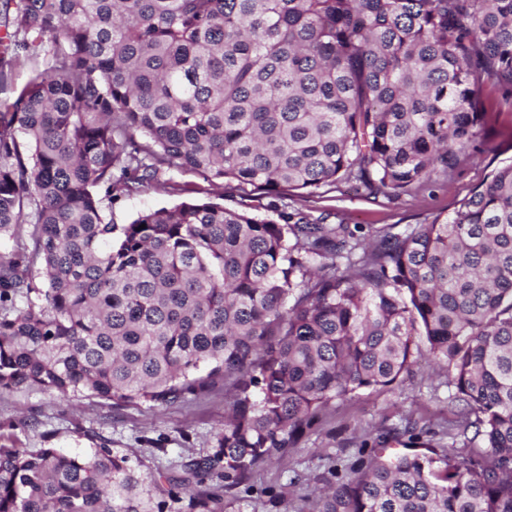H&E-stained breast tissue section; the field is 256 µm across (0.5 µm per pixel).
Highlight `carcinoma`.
<instances>
[{"label": "carcinoma", "instance_id": "obj_1", "mask_svg": "<svg viewBox=\"0 0 512 512\" xmlns=\"http://www.w3.org/2000/svg\"><path fill=\"white\" fill-rule=\"evenodd\" d=\"M18 65L32 76L0 111V235L27 224L34 249L0 255V389L154 408L222 380L230 407L195 475L232 487L329 402L400 383L419 336L463 405L451 443H374L318 512H512V161L398 232L285 203L448 175L483 92L512 99V0H3L0 77ZM149 187L194 198L106 218ZM254 192L278 220L252 213ZM0 512L163 509L107 448H0Z\"/></svg>", "mask_w": 512, "mask_h": 512}]
</instances>
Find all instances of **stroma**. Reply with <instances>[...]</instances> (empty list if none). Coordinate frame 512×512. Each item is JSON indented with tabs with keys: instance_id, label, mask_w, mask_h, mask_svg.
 Masks as SVG:
<instances>
[{
	"instance_id": "obj_1",
	"label": "stroma",
	"mask_w": 512,
	"mask_h": 512,
	"mask_svg": "<svg viewBox=\"0 0 512 512\" xmlns=\"http://www.w3.org/2000/svg\"><path fill=\"white\" fill-rule=\"evenodd\" d=\"M511 159L512 103L492 92L485 99L473 150L448 177L393 201L339 183L314 195L289 192L287 203L314 216L325 215L328 223L367 231L426 224L452 215L474 186ZM179 201V196L148 189L113 205L111 218L127 224L140 212ZM224 405L220 384L155 409L115 408L94 397L61 396L35 387L0 389V448H56L73 455L111 449L128 458L154 497L165 500V512H191L189 500L201 490L211 496L216 512H315L317 489L337 482L353 463L369 456L363 440L382 438L388 447L399 449L416 435L436 444L442 440L441 428L460 410L446 378L421 357L400 384L330 402L293 447L275 451L238 485L226 486L217 477L185 484L188 468L216 446Z\"/></svg>"
}]
</instances>
